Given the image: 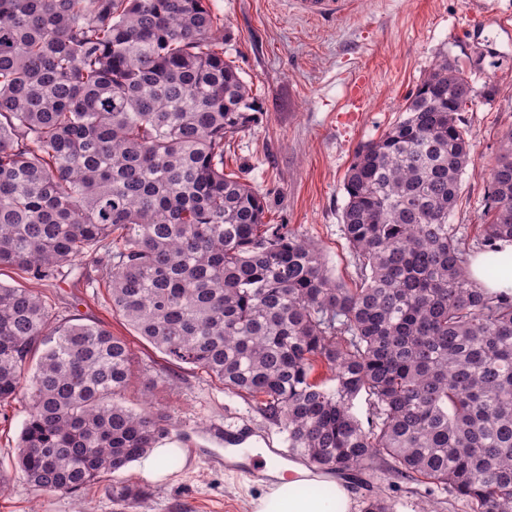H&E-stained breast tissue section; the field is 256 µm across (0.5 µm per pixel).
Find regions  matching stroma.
Wrapping results in <instances>:
<instances>
[{
  "label": "stroma",
  "instance_id": "obj_1",
  "mask_svg": "<svg viewBox=\"0 0 512 512\" xmlns=\"http://www.w3.org/2000/svg\"><path fill=\"white\" fill-rule=\"evenodd\" d=\"M211 6L224 18V57L239 68L258 108L255 122L227 147L224 171L265 196L266 223L287 225L316 244L331 275L348 285L356 274L342 231L343 181L358 146L402 118L409 93L439 55L463 68L476 91L496 84L494 99L477 100L462 115L473 161L448 219L466 249H476L489 221V166L500 138L512 131V0H346L340 13L315 19L301 14L294 0H211ZM358 81L364 84V108L346 124L339 114ZM96 277L94 268L82 264L56 284L35 289L60 314L104 323L128 337L137 361L151 365L156 380L149 388L137 384L134 395L169 412L157 440L182 448L180 462L161 482L130 464L120 478H104L77 497L39 495L17 482L0 496V512H75L80 503L87 512H247L249 500L265 491V478L239 473L224 430L243 428L260 448L287 447L286 432L204 373L167 362L130 334L113 315L106 290L90 288ZM168 373L175 374L174 385L160 383ZM25 419L21 404L0 409L2 474L12 472ZM372 472V485L351 487L350 512H361L365 499L379 495L394 512H470L465 500L391 478L381 464ZM117 480L141 487L144 501L134 507L117 501L108 491Z\"/></svg>",
  "mask_w": 512,
  "mask_h": 512
}]
</instances>
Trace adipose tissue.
Returning a JSON list of instances; mask_svg holds the SVG:
<instances>
[{
  "instance_id": "1",
  "label": "adipose tissue",
  "mask_w": 512,
  "mask_h": 512,
  "mask_svg": "<svg viewBox=\"0 0 512 512\" xmlns=\"http://www.w3.org/2000/svg\"><path fill=\"white\" fill-rule=\"evenodd\" d=\"M266 492L250 504V512H349V496L340 482H333V494L318 497L302 493L309 469L289 463L287 470L267 468Z\"/></svg>"
}]
</instances>
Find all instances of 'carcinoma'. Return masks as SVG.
I'll list each match as a JSON object with an SVG mask.
<instances>
[{"instance_id": "carcinoma-1", "label": "carcinoma", "mask_w": 512, "mask_h": 512, "mask_svg": "<svg viewBox=\"0 0 512 512\" xmlns=\"http://www.w3.org/2000/svg\"><path fill=\"white\" fill-rule=\"evenodd\" d=\"M475 98L444 55L405 117L357 148L343 181L348 288L224 173L226 139L255 106L210 0H0V268L51 284L74 261L92 266L135 335L248 398L323 472L356 483L380 461L470 512H512V297L470 278L448 224ZM487 208L495 275L512 268V132ZM133 367L125 337L0 282V406L26 413L18 480L77 493L147 453L170 415L126 405ZM361 394L367 429L352 412Z\"/></svg>"}]
</instances>
